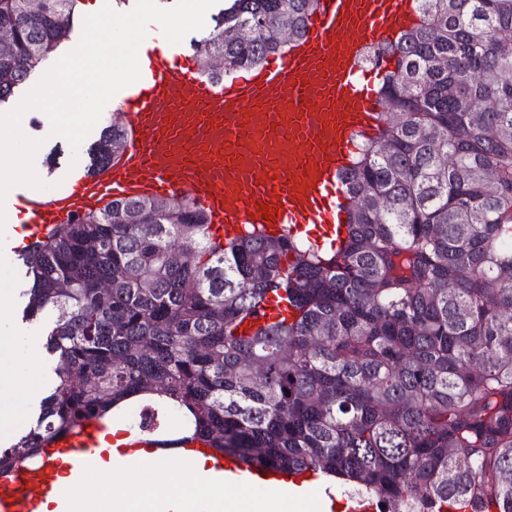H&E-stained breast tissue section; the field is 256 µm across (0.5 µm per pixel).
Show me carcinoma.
I'll return each instance as SVG.
<instances>
[{"label":"carcinoma","instance_id":"obj_1","mask_svg":"<svg viewBox=\"0 0 512 512\" xmlns=\"http://www.w3.org/2000/svg\"><path fill=\"white\" fill-rule=\"evenodd\" d=\"M78 3L29 13L0 0L12 33L0 108L68 38ZM316 5L234 0L194 42L200 71L259 66L285 47L281 18L298 40ZM416 9L418 23L374 50L394 69L377 134L356 141L345 172L344 246L249 225L220 246L195 205L134 198L19 258L23 318L52 320L55 381L35 423L0 446V473L42 463L87 421L130 418L165 450L199 438L313 471L376 512H512V0ZM124 142L121 125L104 126L91 166ZM176 250L192 261L173 263ZM280 290L295 320L239 335Z\"/></svg>","mask_w":512,"mask_h":512}]
</instances>
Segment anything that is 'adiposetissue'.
Masks as SVG:
<instances>
[{
    "label": "adipose tissue",
    "instance_id": "1",
    "mask_svg": "<svg viewBox=\"0 0 512 512\" xmlns=\"http://www.w3.org/2000/svg\"><path fill=\"white\" fill-rule=\"evenodd\" d=\"M208 461L199 457L191 464L142 458L133 468L125 467L121 456L112 464L88 472L81 488L67 503L50 498L39 512H179L183 502L201 497L211 502V512H305L304 501L294 494L274 492L261 498L243 496L233 502L224 499V485L207 481Z\"/></svg>",
    "mask_w": 512,
    "mask_h": 512
}]
</instances>
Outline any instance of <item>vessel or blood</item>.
<instances>
[{
	"mask_svg": "<svg viewBox=\"0 0 512 512\" xmlns=\"http://www.w3.org/2000/svg\"><path fill=\"white\" fill-rule=\"evenodd\" d=\"M416 20L415 0H318L303 38L220 80L202 76L184 48L140 53V80L118 93L125 148L51 193L18 189L11 200L27 221L6 225L0 249L23 255L56 225L131 198L190 200L220 241L246 224L270 234L287 225L340 246L349 206L342 176L354 136L379 124L374 76L387 71L383 63L367 71L361 60L368 46L394 40ZM265 205L273 219L264 218ZM111 439L109 426L93 423L56 440L53 459L0 475V512H36L46 498L64 499L58 476L81 485ZM180 451L208 457L214 478L247 490L305 482L213 454L199 440Z\"/></svg>",
	"mask_w": 512,
	"mask_h": 512,
	"instance_id": "b4317fda",
	"label": "vessel or blood"
}]
</instances>
